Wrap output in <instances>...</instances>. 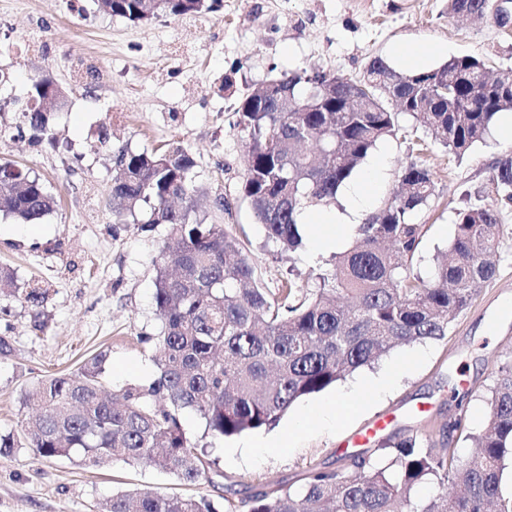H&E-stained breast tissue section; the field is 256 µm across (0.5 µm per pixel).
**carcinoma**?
<instances>
[{"mask_svg": "<svg viewBox=\"0 0 512 512\" xmlns=\"http://www.w3.org/2000/svg\"><path fill=\"white\" fill-rule=\"evenodd\" d=\"M108 12L131 22L160 15H196L207 0H104ZM495 0H448L456 16H485ZM274 86L256 87L238 102L239 132L250 141L243 192L267 238L293 253L303 245L300 216L336 202L344 183L377 143L396 135L403 115L439 136L458 158L485 139L497 115L512 111V70L492 75L474 56L451 57L422 72L402 73L376 57L363 77L306 70L284 72ZM53 82L33 83L29 127L51 135L50 99L66 100ZM113 164L112 214L141 228L164 224L173 243L162 247L154 270L155 314L161 322L157 375L148 385L107 398L101 374L108 354H93L78 373L51 376L29 389L25 404L29 447L48 459L79 457L149 463L185 484L208 475L211 463L184 431L180 416L195 412L213 439L277 424L296 401L321 393L395 346L441 340L473 302L475 287L497 272L501 245L498 208L471 205L458 212L449 258L431 277L412 270L428 231L414 221L431 207V173L410 166L401 189L357 226L352 246L332 256V270L303 291L286 281L271 289L255 280L245 246L199 213L185 148L118 151ZM0 212L22 224L51 214L56 198L22 166L0 161ZM498 203L512 204V156L490 177ZM49 295L34 287L24 301L39 317ZM489 418L473 436L476 452L456 458L447 445L412 435L376 448L379 462L360 452L346 468H317L300 490L278 486L237 501L224 512H512L500 492L502 462L512 455V359L489 388ZM436 483L441 492L413 502L411 490ZM101 512H218L204 497L143 489L120 493Z\"/></svg>", "mask_w": 512, "mask_h": 512, "instance_id": "carcinoma-1", "label": "carcinoma"}]
</instances>
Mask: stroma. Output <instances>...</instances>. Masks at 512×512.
I'll use <instances>...</instances> for the list:
<instances>
[{
	"instance_id": "35a3bbf8",
	"label": "stroma",
	"mask_w": 512,
	"mask_h": 512,
	"mask_svg": "<svg viewBox=\"0 0 512 512\" xmlns=\"http://www.w3.org/2000/svg\"><path fill=\"white\" fill-rule=\"evenodd\" d=\"M36 25L46 41L41 49H26L23 41ZM435 46L441 52L430 61L434 67L473 55L495 70H512V27L490 16L450 17L448 0H220L210 12L143 24L109 14L101 0H0V160L29 169L58 200L36 224L0 213V264L16 273L15 293L0 295V338L11 346L0 355V433L13 434L18 443L11 458L0 459V512H100L113 494L144 488L220 505L269 483L298 486L312 469L341 467L347 443L384 414L392 421L382 439L446 437L459 459L473 454L470 436L485 423L487 390L512 355V206L500 213L497 273L447 337L396 348L335 386L347 393L369 377L396 372L385 394L363 405L347 402L327 420L320 413L327 398L322 392L292 406L277 427L224 440L204 437L199 416L183 412L185 431L212 462L207 480L188 486L145 463L47 460L25 446L22 426L31 412L21 403L26 391L52 375L76 372L98 351L108 353L102 375L107 390L146 385L156 376L154 338L161 323L153 303L154 264L168 229L160 224L143 231L113 217L109 190L118 150L186 148L195 161V183L207 194L208 222L239 237L257 279L269 288L290 279L311 289L328 253H282L266 239L243 194L249 142L236 125L238 99L285 71L357 80L372 58L394 66L399 48L424 53ZM77 63L91 69L93 79L76 80ZM38 78L68 95L66 107L51 113L48 138L34 136L22 113ZM510 153L512 129L502 120L459 159L402 117L397 136L371 152L383 168L366 210L383 205L405 167L432 173L437 199L415 216L429 230L414 269L428 274L448 251L458 210L495 204L490 171ZM219 197L224 206L216 205ZM38 284L50 290L42 331L35 330L24 301ZM303 415L307 426L292 448L270 447ZM459 417L467 436L448 431Z\"/></svg>"
}]
</instances>
